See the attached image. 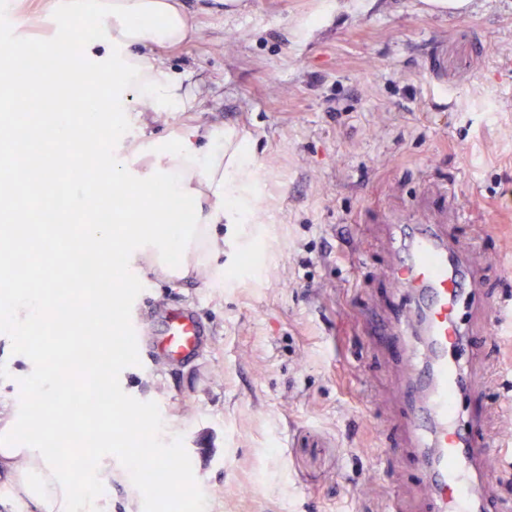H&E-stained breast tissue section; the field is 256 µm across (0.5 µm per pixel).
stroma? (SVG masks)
I'll return each mask as SVG.
<instances>
[{"label": "stroma", "instance_id": "stroma-1", "mask_svg": "<svg viewBox=\"0 0 512 512\" xmlns=\"http://www.w3.org/2000/svg\"><path fill=\"white\" fill-rule=\"evenodd\" d=\"M199 33L161 53L197 99L155 115L234 129L258 163L250 237L225 230L224 285L152 271L138 312L199 314L210 334L181 363L122 370L125 393L182 436L206 512H427L405 428L401 344L383 329L406 298L387 271L389 223L439 221L483 281L465 322L480 385L461 397L492 447L512 444V338L482 302L512 298V0H184ZM99 512H142L102 459Z\"/></svg>", "mask_w": 512, "mask_h": 512}]
</instances>
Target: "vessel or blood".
Wrapping results in <instances>:
<instances>
[{"instance_id":"1","label":"vessel or blood","mask_w":512,"mask_h":512,"mask_svg":"<svg viewBox=\"0 0 512 512\" xmlns=\"http://www.w3.org/2000/svg\"><path fill=\"white\" fill-rule=\"evenodd\" d=\"M393 248L390 279L410 301L387 334L422 338L403 354L407 376L402 395L412 403L408 429L430 512H474L483 494L480 472L512 457V448L489 447L478 421H464L460 409L459 398L470 382L461 364L469 340L460 312L473 304L478 279L437 225H400ZM207 334L196 315L181 310L148 344L163 358L178 361L197 353Z\"/></svg>"}]
</instances>
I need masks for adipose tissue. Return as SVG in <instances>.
Listing matches in <instances>:
<instances>
[{"label": "adipose tissue", "instance_id": "ef3b65f1", "mask_svg": "<svg viewBox=\"0 0 512 512\" xmlns=\"http://www.w3.org/2000/svg\"><path fill=\"white\" fill-rule=\"evenodd\" d=\"M58 25L77 19L98 25L94 41L81 45L85 65L60 71L41 85V95L91 100L93 109L81 122L58 115V139L72 141L86 132L105 130L110 142L111 183L132 196L142 210L133 222L117 217L111 224L84 228L79 247L109 255L120 246L125 275L112 291L113 309L123 307V291L136 287L146 270L161 269L183 279L207 272L211 283L224 279L223 224L241 226L256 180L257 163L246 137L231 130L199 139L187 127L163 140L144 135L150 112H184L196 100L180 77L165 69L158 53L190 40L196 27L181 0H47ZM108 88L96 97L94 86ZM179 200L191 209L189 218L170 210ZM166 214L156 223L157 211ZM25 441H17L18 431ZM43 425L30 421L18 403L0 405V475L17 497L40 512H93L99 497L93 477L74 481L29 441Z\"/></svg>", "mask_w": 512, "mask_h": 512}]
</instances>
